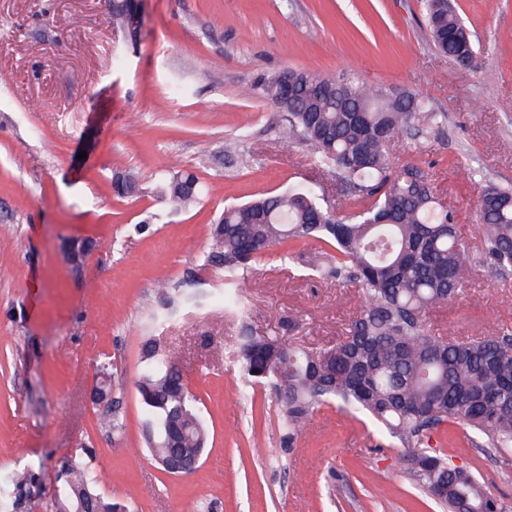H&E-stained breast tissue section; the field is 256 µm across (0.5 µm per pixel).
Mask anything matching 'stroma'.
I'll return each mask as SVG.
<instances>
[{
  "label": "stroma",
  "mask_w": 512,
  "mask_h": 512,
  "mask_svg": "<svg viewBox=\"0 0 512 512\" xmlns=\"http://www.w3.org/2000/svg\"><path fill=\"white\" fill-rule=\"evenodd\" d=\"M454 5L477 68L434 49L423 0H140L134 39L113 27L106 0H0V480L31 469L33 512H48L60 460L85 448L101 493L132 512H442L371 422L326 405L288 447L270 389L243 396L232 357L241 322L272 336L279 317L299 318L292 342L316 351L354 316L357 290L295 271L275 249L246 273L247 303L232 315L211 300L223 273L198 264L227 206L317 182L336 211H352L306 143L285 145L286 115L257 88L287 68L372 78L446 113L442 131L399 134L390 151L432 163L478 247L483 186H512V0ZM118 170L138 175L137 195L114 196ZM185 172L209 191L173 213L161 182ZM73 241L93 244L76 271L63 258ZM161 282L199 301L156 331ZM427 320L459 337L512 326V279L475 269ZM154 332L211 429L197 469L179 477L142 451L135 381ZM105 362L124 424L114 436L92 401ZM446 437L448 458L512 512V456L455 429Z\"/></svg>",
  "instance_id": "1"
}]
</instances>
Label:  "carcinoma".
I'll return each mask as SVG.
<instances>
[{"label":"carcinoma","instance_id":"1","mask_svg":"<svg viewBox=\"0 0 512 512\" xmlns=\"http://www.w3.org/2000/svg\"><path fill=\"white\" fill-rule=\"evenodd\" d=\"M129 0H112V25L127 30ZM427 24L438 52L477 67L472 33L449 0H426ZM258 90L288 114L285 142L309 143L336 176V190L354 200L349 216L322 207L312 188L259 196L224 209L212 225L202 265L224 273L226 311L244 308L243 274L268 251L282 247L290 265L359 290L361 305L336 343L318 351L283 336H259L241 324L234 352L242 375L270 387L281 407L290 446L323 405L368 416L403 448L410 479L425 493L448 485L439 503L448 512H500L476 476L427 453L432 436L456 428L481 448L512 453V329L492 336H439L427 314L455 301L474 265L500 281L512 277V186H489L478 200L482 238L477 259L461 236L458 214L441 205L429 170L396 165L388 152L394 135H419L443 123L415 94L387 92L353 78L285 69ZM114 184L120 198L139 190L133 172ZM207 192L194 174L165 182L171 209L186 208ZM112 364L98 369L96 401L112 398ZM136 388L143 412L145 451L159 466L181 455L201 459L209 426L183 372L149 336L142 346ZM64 478L57 512H128L98 490L90 461L75 456ZM35 475L18 471L0 481V507L29 512Z\"/></svg>","mask_w":512,"mask_h":512}]
</instances>
